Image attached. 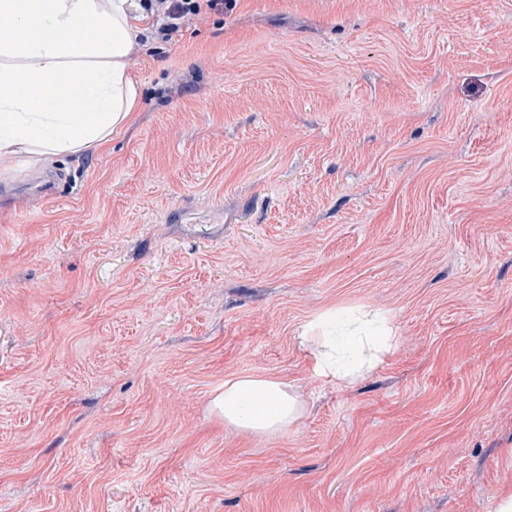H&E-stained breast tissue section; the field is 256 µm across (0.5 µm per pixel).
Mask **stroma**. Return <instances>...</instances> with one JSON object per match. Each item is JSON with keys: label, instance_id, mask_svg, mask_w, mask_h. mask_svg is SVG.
<instances>
[{"label": "stroma", "instance_id": "35a3bbf8", "mask_svg": "<svg viewBox=\"0 0 512 512\" xmlns=\"http://www.w3.org/2000/svg\"><path fill=\"white\" fill-rule=\"evenodd\" d=\"M102 151L0 160V512H493L512 490V0H237ZM389 316L346 387L299 334ZM284 432L225 427L234 375ZM224 424L256 434L282 431L296 420L299 403L290 386L261 375L233 376L212 399Z\"/></svg>", "mask_w": 512, "mask_h": 512}]
</instances>
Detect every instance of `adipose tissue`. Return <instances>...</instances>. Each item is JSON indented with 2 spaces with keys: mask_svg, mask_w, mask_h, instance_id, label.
<instances>
[{
  "mask_svg": "<svg viewBox=\"0 0 512 512\" xmlns=\"http://www.w3.org/2000/svg\"><path fill=\"white\" fill-rule=\"evenodd\" d=\"M146 32L140 0H0V156L39 165L109 143L137 110L130 64ZM58 86L65 95L45 101ZM331 319L319 314L303 335L317 344L319 371L348 385L390 352L394 330L387 317L356 311L340 344ZM212 409L256 434L284 430L299 415L290 387L261 375L225 379Z\"/></svg>",
  "mask_w": 512,
  "mask_h": 512,
  "instance_id": "obj_1",
  "label": "adipose tissue"
}]
</instances>
